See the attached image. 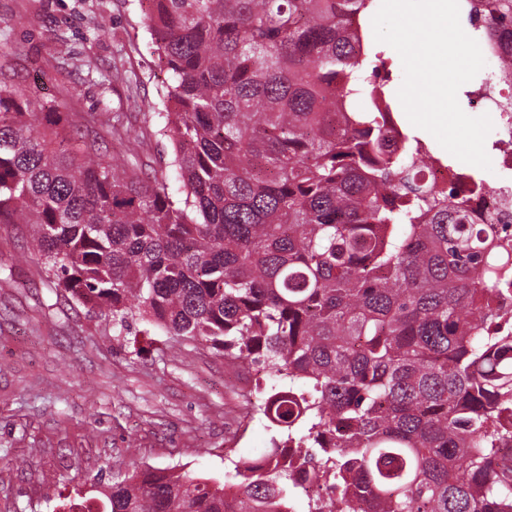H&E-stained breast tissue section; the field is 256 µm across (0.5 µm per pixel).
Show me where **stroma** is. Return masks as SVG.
Returning <instances> with one entry per match:
<instances>
[{"mask_svg":"<svg viewBox=\"0 0 512 512\" xmlns=\"http://www.w3.org/2000/svg\"><path fill=\"white\" fill-rule=\"evenodd\" d=\"M37 107L81 117L88 142L170 172L156 114L159 68L139 0H0V73ZM120 112L124 141L96 124ZM270 379L229 365L204 341L174 342L111 321L58 288L30 224H0V512H59L131 463L223 478L275 432L242 419Z\"/></svg>","mask_w":512,"mask_h":512,"instance_id":"obj_1","label":"stroma"}]
</instances>
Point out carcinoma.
<instances>
[{"mask_svg":"<svg viewBox=\"0 0 512 512\" xmlns=\"http://www.w3.org/2000/svg\"><path fill=\"white\" fill-rule=\"evenodd\" d=\"M141 2L184 198L4 79L0 224L36 225L57 286L118 334L273 380L253 412L283 437L222 482L136 467L67 512H512V235L425 179L419 137L389 149L373 0ZM490 24L512 0L470 27L482 48Z\"/></svg>","mask_w":512,"mask_h":512,"instance_id":"cac0c4a2","label":"carcinoma"}]
</instances>
